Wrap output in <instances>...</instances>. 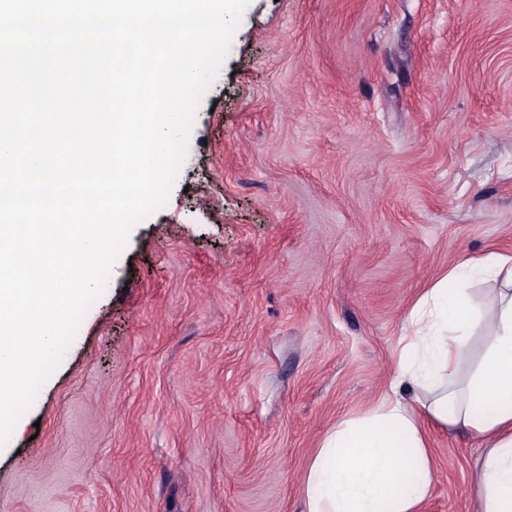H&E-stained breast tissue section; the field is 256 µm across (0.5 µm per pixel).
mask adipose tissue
<instances>
[{
    "instance_id": "ef3b65f1",
    "label": "adipose tissue",
    "mask_w": 512,
    "mask_h": 512,
    "mask_svg": "<svg viewBox=\"0 0 512 512\" xmlns=\"http://www.w3.org/2000/svg\"><path fill=\"white\" fill-rule=\"evenodd\" d=\"M476 280L496 284L480 302ZM408 322L390 394L321 440L304 512H423L435 480L432 427L482 445L474 512H512V257L454 265Z\"/></svg>"
}]
</instances>
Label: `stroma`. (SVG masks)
I'll return each mask as SVG.
<instances>
[{
	"instance_id": "1",
	"label": "stroma",
	"mask_w": 512,
	"mask_h": 512,
	"mask_svg": "<svg viewBox=\"0 0 512 512\" xmlns=\"http://www.w3.org/2000/svg\"><path fill=\"white\" fill-rule=\"evenodd\" d=\"M196 155L0 453V512H303L407 314L512 256V0H250ZM427 512L481 450L431 435Z\"/></svg>"
}]
</instances>
